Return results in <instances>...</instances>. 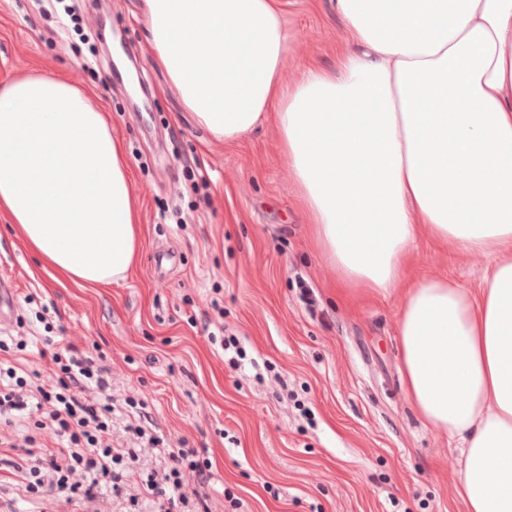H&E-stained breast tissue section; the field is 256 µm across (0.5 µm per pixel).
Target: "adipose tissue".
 <instances>
[{
    "instance_id": "obj_1",
    "label": "adipose tissue",
    "mask_w": 512,
    "mask_h": 512,
    "mask_svg": "<svg viewBox=\"0 0 512 512\" xmlns=\"http://www.w3.org/2000/svg\"><path fill=\"white\" fill-rule=\"evenodd\" d=\"M349 47L283 78L281 0H144L152 65L214 139L276 127L320 254L348 288L401 290L403 388L463 444L466 512H512V0H334ZM125 142L89 91L0 82V214L45 270L125 280L142 229ZM485 257L470 292L406 275L419 231Z\"/></svg>"
}]
</instances>
